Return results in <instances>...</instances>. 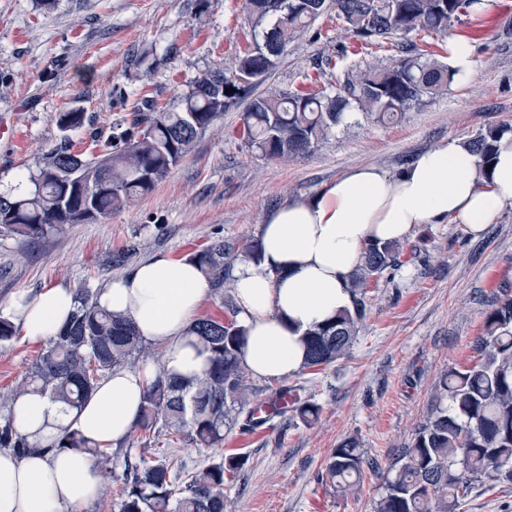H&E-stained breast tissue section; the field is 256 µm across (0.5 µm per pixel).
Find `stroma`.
Instances as JSON below:
<instances>
[{
    "instance_id": "35a3bbf8",
    "label": "stroma",
    "mask_w": 512,
    "mask_h": 512,
    "mask_svg": "<svg viewBox=\"0 0 512 512\" xmlns=\"http://www.w3.org/2000/svg\"><path fill=\"white\" fill-rule=\"evenodd\" d=\"M459 36L473 49L470 78L398 121L352 111L312 154L278 161L246 146L232 110L152 192L111 216L34 240L0 233V303L55 285L107 288L126 272L114 254L130 245L140 261L180 260L218 238L259 237L272 208L315 194L353 167L396 174L448 139L512 126V0H490L478 18L460 17L447 33L414 40L444 62L449 39ZM250 41L245 0H0V193L60 143L58 113L86 112L89 124L69 138L75 150H102L142 98L159 110L175 107L193 78L230 66ZM344 45L347 65L360 69L388 66L398 54L390 43L355 46L330 12L296 36L259 92L335 84L338 70L318 74L314 61ZM403 247L401 267L370 282L366 318L342 358L282 381H256L266 399L297 387L319 406L316 421L291 410L261 430L225 428L218 449L177 444L191 469L221 454L245 458L224 489L225 512H374L387 466L411 444L435 383L448 367L474 361L492 300L512 294V208L480 240L448 219L420 225ZM43 347L20 334L0 344V391ZM348 438L359 443L363 476L343 492L321 475ZM456 512H512V483H473Z\"/></svg>"
}]
</instances>
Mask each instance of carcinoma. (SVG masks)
Masks as SVG:
<instances>
[{"instance_id":"1","label":"carcinoma","mask_w":512,"mask_h":512,"mask_svg":"<svg viewBox=\"0 0 512 512\" xmlns=\"http://www.w3.org/2000/svg\"><path fill=\"white\" fill-rule=\"evenodd\" d=\"M479 0H311L298 9L295 0H247L253 43L234 65L208 71L192 80L177 106L155 111L151 100L141 101L127 125L112 130V151L86 156L73 151L67 132L89 121L80 110L57 117L64 132L60 144L31 171L32 189L24 194L0 195V230L27 239L60 232L69 224L106 217L129 201L149 193L194 143L224 113L244 107L241 115L246 144L269 160L291 159L312 153L353 107L376 121L394 122L434 96L447 91L456 71L425 57L414 46H401V56L381 69H346L338 88L317 91L286 90L255 94L277 68L288 43L322 14L331 11L347 34L366 45H383L413 32L448 30L458 15H474ZM348 56L343 47L336 57L321 56L315 67L335 69ZM253 76L251 84L223 83L229 76ZM234 88L229 93L227 89ZM512 128L491 124L467 146L483 164L497 154ZM262 259L260 239L240 244L216 239L192 255L223 291L224 279L238 254ZM402 249L396 243L372 244L353 276L352 309L336 315L307 333L305 367H325L350 347L365 317L364 289L370 281L399 266ZM99 292L81 288L76 309L39 360L13 390L0 394V408L11 410L26 394H47L70 411L81 408L96 385L115 369L131 367L145 349V339L133 322L97 303ZM227 315L202 317L194 334L210 352L202 377L185 382L169 376L162 361L147 387L141 413L139 451H110L89 445L71 428L49 444L19 433L12 416L0 424V449L18 457L71 448L100 461L98 495L122 484L118 512H224V484L238 477L245 462L232 455L195 471L174 455L152 451L160 433L183 437L196 448H217L224 441V424L234 404L250 389L242 351L246 329L238 320L232 297H224ZM476 360L451 367L435 385L431 408L414 430L413 443L389 464L384 494L375 512H456L471 481H512V297L504 293L492 301L475 342ZM291 406L306 423L317 418V404L286 388ZM363 458L353 438L333 449L326 464L329 483L340 488L357 482Z\"/></svg>"}]
</instances>
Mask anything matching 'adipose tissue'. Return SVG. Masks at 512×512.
<instances>
[{"mask_svg":"<svg viewBox=\"0 0 512 512\" xmlns=\"http://www.w3.org/2000/svg\"><path fill=\"white\" fill-rule=\"evenodd\" d=\"M512 208V142L482 165L459 140L419 154L388 175L359 166L315 195L276 207L261 227L263 259L233 274L238 319L246 328L242 360L258 380H280L305 364V333L353 305L350 279L369 244L406 239L422 224L453 219L481 239ZM210 278L188 260L157 255L140 262L98 297L101 307L128 317L145 339L163 345L170 374L201 375L208 365L191 331L212 293ZM76 306L64 286L21 291L0 304L30 339L56 335ZM152 365L113 371L80 411L66 412L49 397L27 395L11 407L15 428L43 441L74 426L93 445L128 437L140 415ZM97 478L88 456L69 449L20 458L0 450V512H71L91 501Z\"/></svg>","mask_w":512,"mask_h":512,"instance_id":"obj_1","label":"adipose tissue"}]
</instances>
